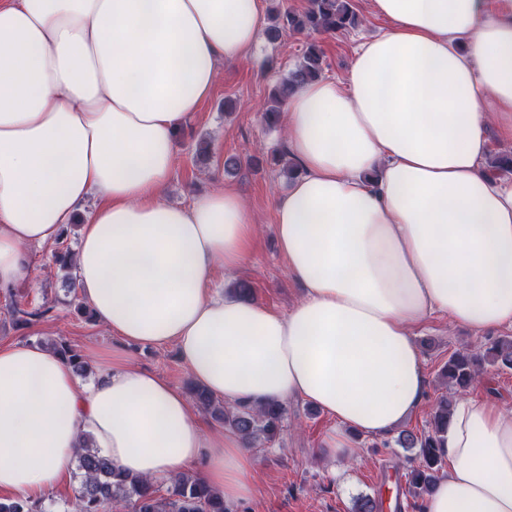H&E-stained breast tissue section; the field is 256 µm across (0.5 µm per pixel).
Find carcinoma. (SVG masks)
<instances>
[{"label": "carcinoma", "instance_id": "obj_1", "mask_svg": "<svg viewBox=\"0 0 512 512\" xmlns=\"http://www.w3.org/2000/svg\"><path fill=\"white\" fill-rule=\"evenodd\" d=\"M355 23L350 0H310L308 9L301 14L287 11L277 15L274 24L267 29V36L275 41L280 33L287 30L309 34L337 32ZM322 71V51L316 43L310 42L303 52L302 61L282 83L281 94L264 114L266 124L276 126L288 94L309 81L321 78ZM53 348L73 364L79 375L88 373L89 365L84 355L72 345L61 340L53 343ZM485 362L512 368V339L499 338L482 353L452 354L443 369L448 379V394L437 401L428 429L419 434L411 431L400 434L398 443L405 448L419 449L421 458L420 464L408 473L413 497L422 499L430 495L441 477L442 435L448 426L457 393L470 386ZM191 390L204 410L224 421V426L238 433L251 446L271 440L281 429L285 408L280 403L258 408L240 403L227 410L206 390L196 385L191 386ZM76 462L81 481L75 490V512H112L118 505L124 512H230L224 498L199 478H177L168 494L164 495L153 480L120 471L111 460L88 445L78 451ZM0 512H44V509L39 500L0 498Z\"/></svg>", "mask_w": 512, "mask_h": 512}]
</instances>
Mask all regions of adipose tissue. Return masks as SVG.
I'll use <instances>...</instances> for the list:
<instances>
[{
    "label": "adipose tissue",
    "mask_w": 512,
    "mask_h": 512,
    "mask_svg": "<svg viewBox=\"0 0 512 512\" xmlns=\"http://www.w3.org/2000/svg\"><path fill=\"white\" fill-rule=\"evenodd\" d=\"M388 28L344 78L286 104L299 167L275 200L276 238L302 288L285 313L210 286L257 232L241 196L163 199L178 129L221 64L245 59L263 0H0V291L29 249L90 215L76 286L110 332L175 346L228 404L302 398L335 425L326 455L379 437L423 404L412 329L442 313L512 327V180L485 167L488 127L512 148V12L489 0H370ZM153 480L200 469L226 505L257 494L237 435L204 432L184 391L120 355L84 381L53 348L0 346V491L29 500L70 478L83 439ZM446 472L426 512H512V410L456 402Z\"/></svg>",
    "instance_id": "ef3b65f1"
}]
</instances>
